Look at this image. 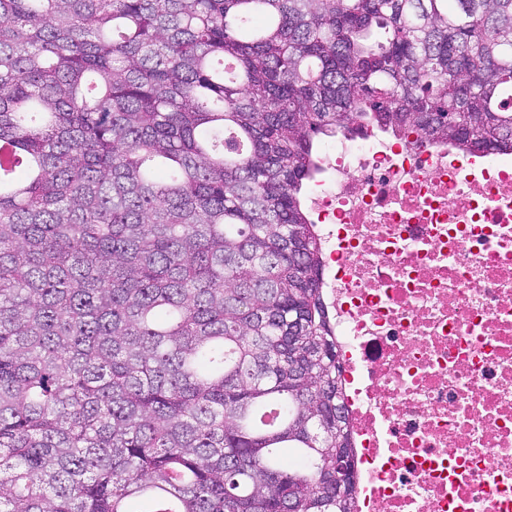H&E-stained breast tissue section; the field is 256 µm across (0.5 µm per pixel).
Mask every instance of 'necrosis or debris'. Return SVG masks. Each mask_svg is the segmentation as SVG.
Masks as SVG:
<instances>
[{
  "instance_id": "4bbe7bcc",
  "label": "necrosis or debris",
  "mask_w": 512,
  "mask_h": 512,
  "mask_svg": "<svg viewBox=\"0 0 512 512\" xmlns=\"http://www.w3.org/2000/svg\"><path fill=\"white\" fill-rule=\"evenodd\" d=\"M318 159L356 512H512V151L369 128Z\"/></svg>"
}]
</instances>
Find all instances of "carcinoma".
<instances>
[{"label":"carcinoma","mask_w":512,"mask_h":512,"mask_svg":"<svg viewBox=\"0 0 512 512\" xmlns=\"http://www.w3.org/2000/svg\"><path fill=\"white\" fill-rule=\"evenodd\" d=\"M365 125L512 150V0H0V512H354L303 199Z\"/></svg>","instance_id":"obj_1"}]
</instances>
